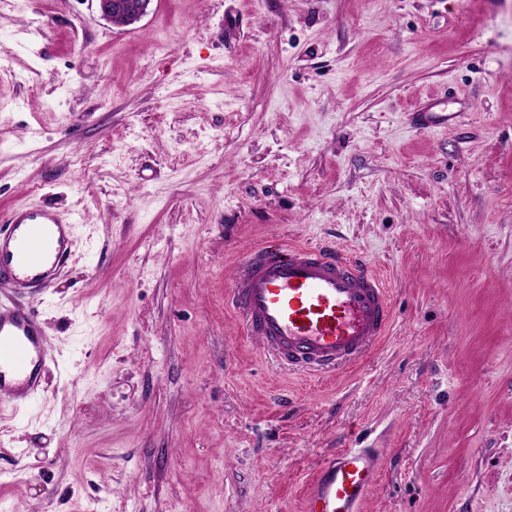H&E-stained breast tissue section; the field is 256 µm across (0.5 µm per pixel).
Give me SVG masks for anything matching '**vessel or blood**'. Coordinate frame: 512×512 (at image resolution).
Listing matches in <instances>:
<instances>
[{
	"instance_id": "vessel-or-blood-1",
	"label": "vessel or blood",
	"mask_w": 512,
	"mask_h": 512,
	"mask_svg": "<svg viewBox=\"0 0 512 512\" xmlns=\"http://www.w3.org/2000/svg\"><path fill=\"white\" fill-rule=\"evenodd\" d=\"M417 126L445 130L448 112L419 111ZM74 216L18 207L0 221V287L17 295L52 288L72 255ZM248 336L278 366L323 376L355 366L393 322L384 279L355 253L274 244L241 254L225 296ZM50 358L42 325L28 307L0 302V418L41 386ZM376 481L374 455L344 448L313 478L303 512H363Z\"/></svg>"
}]
</instances>
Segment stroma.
Instances as JSON below:
<instances>
[{
    "label": "stroma",
    "instance_id": "1",
    "mask_svg": "<svg viewBox=\"0 0 512 512\" xmlns=\"http://www.w3.org/2000/svg\"><path fill=\"white\" fill-rule=\"evenodd\" d=\"M19 206L79 222L0 512H300L341 448L377 451L364 512H512V0H0ZM269 242L361 256L389 335L274 365L225 304ZM101 16L116 25H130L122 17H129L131 23H136L144 17L152 0H96ZM456 117L448 112L419 111L413 113L415 124L430 130H446L454 124Z\"/></svg>",
    "mask_w": 512,
    "mask_h": 512
}]
</instances>
